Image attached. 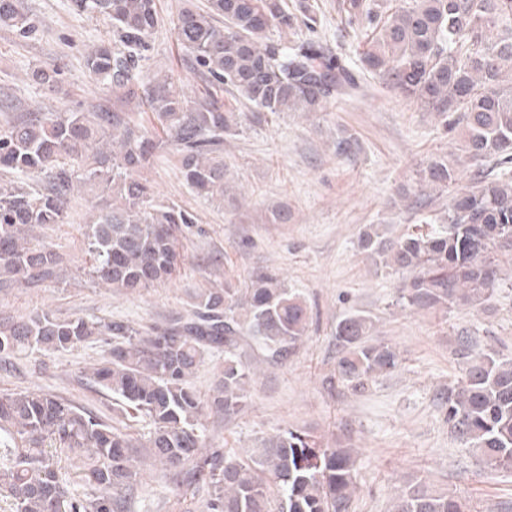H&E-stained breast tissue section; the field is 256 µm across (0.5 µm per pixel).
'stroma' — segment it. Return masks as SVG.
<instances>
[{
	"label": "stroma",
	"mask_w": 512,
	"mask_h": 512,
	"mask_svg": "<svg viewBox=\"0 0 512 512\" xmlns=\"http://www.w3.org/2000/svg\"><path fill=\"white\" fill-rule=\"evenodd\" d=\"M342 0H288L300 13L309 6L314 28L297 25L271 38L317 36L359 66L369 40L350 26ZM160 22L151 37L146 69L174 73L187 95L200 89L182 67L174 21L186 6L207 0H156ZM38 22L35 38L0 31V121L40 109L93 111L112 103L111 90L92 82L84 67L87 50L106 37L104 21L76 13L70 0H24ZM59 65L61 84L35 83L37 66ZM362 90L320 112H282L255 118L236 92L222 93L226 109L243 115L235 135L224 139L229 191L223 202L197 194L184 180L169 150L157 151L140 175L157 200L191 212L196 224L183 232V258L171 279L138 293L119 292L91 278L85 232L100 202L99 189L84 187L71 197L65 223L34 231L33 243H48L62 256L55 280L38 288L0 290V317L22 319L48 311L56 318H107L134 326L161 325L187 316L201 288L224 283L245 288L261 271L276 273L290 293L305 300L310 326L298 353L272 359L252 337L238 350L251 372L249 405L224 419L207 413V442L219 448L253 450L286 431L349 443L357 456V491L349 512H389L406 482L429 481L466 499L472 512H512V472L491 471L445 420L444 390L461 373L456 355L467 338L512 356V278L477 307L454 305L430 314L396 303L401 278L377 266L358 248L362 231L383 224L390 237L426 231L450 202L448 193L417 192L418 171L432 157L458 161L459 186L478 168L462 163L461 141L435 113L405 100L387 84L362 75ZM356 141L350 156L336 153L343 137ZM410 189L401 200L402 189ZM360 312L374 323L373 337L400 353L403 362L361 395L329 391L340 347L336 324ZM109 352L87 343L66 351L15 353L0 358V393L45 392L92 412L135 443L150 426L122 411L110 392L89 376ZM127 512H201L206 490L183 499L171 475L144 466L122 492Z\"/></svg>",
	"instance_id": "35a3bbf8"
}]
</instances>
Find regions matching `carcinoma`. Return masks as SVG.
Returning a JSON list of instances; mask_svg holds the SVG:
<instances>
[{"label":"carcinoma","mask_w":512,"mask_h":512,"mask_svg":"<svg viewBox=\"0 0 512 512\" xmlns=\"http://www.w3.org/2000/svg\"><path fill=\"white\" fill-rule=\"evenodd\" d=\"M73 9L112 28V39L92 47L85 68L112 90V110L42 112L33 109L0 126V288L37 286L56 278L60 256L30 243L29 232L61 224L66 205L83 184L102 188L101 208L87 225L88 274L118 290L136 292L171 277L178 233L195 223L175 203L155 200L136 172L166 146L186 182L200 195L224 199V135L240 114L208 92L191 98L173 77L144 70L142 61L158 24L155 0H70ZM349 24L366 22L370 44L365 72L460 131L473 164H512V0H398L387 9L370 0H343ZM294 16L282 0H210L209 10H180L175 32L186 68L211 88L228 86L256 108L318 112L358 88L353 68L327 42L274 40ZM0 28L21 37L36 30L23 0H0ZM60 69L38 67L33 80L59 83ZM145 107L163 137L142 128L132 101ZM457 168L434 157L419 173L420 187L448 189ZM359 247L402 275V306L447 312L482 303L498 290L501 263L512 259V174L478 175L456 192L441 224L387 240L371 228ZM304 301L269 273L249 288H203L194 310L163 326L136 328L110 319L60 320L47 313L0 320V355L54 353L93 341L110 358L90 376L151 426L145 454L126 435L83 409L36 392L0 393V496L10 512H125L120 492L148 461L175 473L177 486L208 489L203 512H349L357 490L352 448L284 431L255 453L208 448L206 412L244 410L250 372L239 358L242 337L254 335L271 357L296 354L308 329ZM372 322L351 314L336 324L341 355L336 380L361 395L394 372L401 356L374 341ZM224 351V374L203 399L190 378L206 353ZM457 355L463 368L444 392L452 433L493 471H512V359L468 340ZM79 464L83 492L70 488L62 457ZM392 512H470L466 502L425 480L407 484Z\"/></svg>","instance_id":"obj_1"}]
</instances>
